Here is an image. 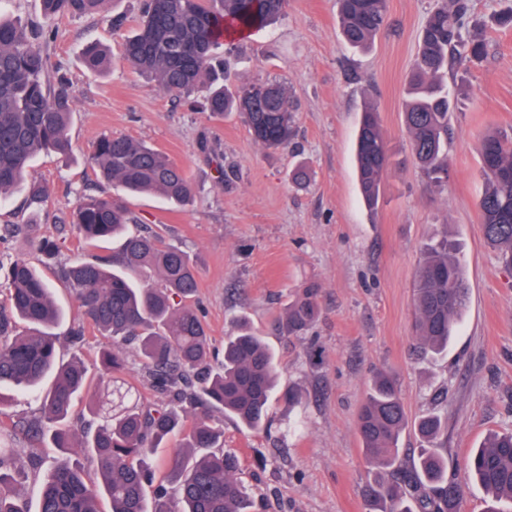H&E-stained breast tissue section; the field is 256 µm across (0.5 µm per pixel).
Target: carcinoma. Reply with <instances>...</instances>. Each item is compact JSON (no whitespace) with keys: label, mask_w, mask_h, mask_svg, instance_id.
<instances>
[{"label":"carcinoma","mask_w":512,"mask_h":512,"mask_svg":"<svg viewBox=\"0 0 512 512\" xmlns=\"http://www.w3.org/2000/svg\"><path fill=\"white\" fill-rule=\"evenodd\" d=\"M106 0H39L49 21L98 14ZM344 39L370 47L386 24L388 0H337ZM288 0H146L134 32L124 37L122 54L130 66L162 92L175 97L201 93L192 106L220 118L235 110L254 141L283 148L293 135L294 113L288 88L252 83L236 91L220 84L224 72L214 47L233 33L274 23ZM469 0H438L419 39L415 65L406 78L405 129L412 153L436 185L448 178V116L455 95L448 74L480 61L485 40L463 35ZM53 30L0 19V203L13 190H25L27 208L39 209L48 197L45 184L26 180L32 160L51 153L69 156L75 84L53 61ZM85 71L102 74L107 52L96 41L82 51ZM360 192L370 207L378 203L389 163L387 144L372 104L365 106L356 137ZM485 179L478 201L484 237L502 265L512 270V140L488 134L480 140ZM95 173L130 194L154 193L174 205L193 196L185 171L162 151L125 136L101 134L91 157ZM71 222L88 243L120 236L121 254L63 266L59 278L82 309L70 341L82 342L90 326L113 338L101 358L102 370L125 369L127 344L137 343L140 370L161 395L155 403L137 399L126 384L98 399L92 418L76 439L69 413L88 390L79 357L57 361L53 329L62 312L53 288L23 259L7 267L0 293V387L38 393L43 415L28 434L59 449L49 466L38 512H101L99 495L110 512H253L239 477L237 455L220 449L224 430L209 412L222 411L253 431L268 428V408L276 382L273 353L243 320L224 338L223 357L212 352L201 315L191 305L198 282L193 259L156 233L133 232L136 217L119 197L104 191L83 194ZM455 244L444 238L428 248L415 284L416 347L440 354L448 350L468 299ZM319 288L310 284L288 304L283 328L295 335L319 314ZM409 421L394 380L373 375L357 418L365 457L383 467L398 461L399 440ZM425 446L411 470L365 490L375 512H461L463 487L448 476V457L432 446L443 434L440 417L415 423ZM182 434L190 453L155 459L156 448ZM89 450L98 463L94 486L75 456ZM21 449L0 445V512H28L13 470ZM468 475L486 491V512L512 504V431L490 434L467 458Z\"/></svg>","instance_id":"cac0c4a2"}]
</instances>
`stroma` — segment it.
<instances>
[{"label": "stroma", "instance_id": "1", "mask_svg": "<svg viewBox=\"0 0 512 512\" xmlns=\"http://www.w3.org/2000/svg\"><path fill=\"white\" fill-rule=\"evenodd\" d=\"M143 0H107L104 12L56 20L50 52L73 79L77 101L70 158L42 155L28 176L44 182L48 199L36 224L24 226L11 204L0 227L17 225L0 243V261L39 264L31 239L61 245L59 265L120 251V240L90 247L69 224L70 212L94 174L88 164L102 133L147 142L186 172L194 187L182 207L156 195L126 196L141 229L187 250L196 264L194 298L212 347L247 320L278 360L279 386L267 430L254 432L233 416L212 413L225 450L238 455L240 477L256 512H369L367 485L380 477L365 458L356 416L374 373L398 382L410 421L435 413L448 470L463 474L472 448L492 432L512 431V270L486 243L477 201L484 188L478 144L490 130L512 133V27L493 15L503 0H470L468 30L487 43L482 61L458 67L448 83L456 105L448 117V180L431 184L416 164L404 124L405 77L420 32L437 0H389L385 29L365 50L351 47L339 27L336 0H288L276 24L221 41L224 82L235 88L261 81L287 86L295 134L283 149L257 144L236 113L216 119L164 94L121 55V37ZM110 46L101 76L80 64L84 43ZM375 103L391 152L378 206L360 195L354 156L359 121ZM307 179L295 184L292 172ZM451 237L469 298L443 354L414 347L413 289L427 246ZM65 318L57 329L63 360L80 356L94 367L110 337L87 329L81 351L64 338L81 318L56 267L43 271ZM319 288L320 315L298 336L280 322L307 284ZM41 416V401L0 389V428L10 444L53 454L12 426Z\"/></svg>", "mask_w": 512, "mask_h": 512}]
</instances>
